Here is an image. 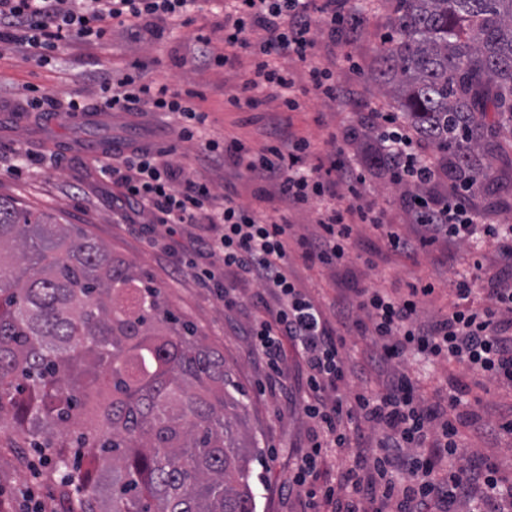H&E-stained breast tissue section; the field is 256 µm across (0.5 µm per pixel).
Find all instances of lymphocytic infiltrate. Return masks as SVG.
<instances>
[{
    "label": "lymphocytic infiltrate",
    "mask_w": 512,
    "mask_h": 512,
    "mask_svg": "<svg viewBox=\"0 0 512 512\" xmlns=\"http://www.w3.org/2000/svg\"><path fill=\"white\" fill-rule=\"evenodd\" d=\"M224 17L225 46L251 52V69L239 92L228 103L252 108L259 98L281 100L291 111L300 98L313 93L328 99H350L351 89L334 79L332 68L315 64L308 84L297 87L293 74L279 66L282 56L307 60L320 26L352 31L348 0H234ZM194 0H0V40L32 48L42 63H50L59 47L71 40L87 43L104 39L107 21L136 27L146 19H174L188 15ZM261 28L257 43L248 35ZM105 110L136 112L151 106L180 120L178 139L203 141L211 160L244 169L257 181L269 183L274 196L287 206L317 205L320 233L310 239L298 235L286 215L246 206L232 186L223 196L194 178L179 164L159 160L147 149L115 145L112 153L122 167L102 164L99 174L115 179L126 201L149 210L153 217L143 230L152 241H163L170 254L203 249L214 264L194 267L193 274L210 288L225 308L239 298L224 275L233 272L257 288L259 315L245 334L253 355L269 372L281 373L284 343H291L307 368L308 391L301 406L314 428L310 451L294 467L292 482L303 488L310 502L322 501L334 512H361L359 502L371 496L396 501V512H430L433 502L441 512H512V482L491 464L467 465L461 440L459 410L468 405L465 392L449 390L443 408L426 404L416 381L395 371L382 392L366 390L346 395L350 371L343 328H355L368 340L370 365L401 363L420 358L432 363H456L473 376L512 386V225L487 222L470 202L475 185L446 191L437 158L422 155L418 138L396 113H367L364 124L373 134L364 153L350 162L335 154H318L315 144L291 135L256 151L242 141L204 139L208 115L193 92H173L143 82L141 76H116L104 69L90 74ZM388 181L407 188L413 234L386 230L384 210L364 201L368 184ZM199 224L202 235L182 241L179 229ZM385 229L388 250L415 255L428 247L448 244L479 245L496 242L500 272L485 277L480 257H473L466 273L449 283L454 302L447 316L424 321L419 316L423 297L434 293L430 281L409 284L406 292L359 287L350 303L338 302L342 329L332 327L322 305L301 288L288 267V253L297 250L302 262L330 270L352 257L359 226ZM366 422L376 433L377 453L372 474L362 477L357 467L342 475L341 486L310 484L317 463L339 448H358L354 430ZM348 492L339 499L338 488Z\"/></svg>",
    "instance_id": "lymphocytic-infiltrate-1"
}]
</instances>
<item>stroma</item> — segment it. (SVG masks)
<instances>
[{
	"instance_id": "35a3bbf8",
	"label": "stroma",
	"mask_w": 512,
	"mask_h": 512,
	"mask_svg": "<svg viewBox=\"0 0 512 512\" xmlns=\"http://www.w3.org/2000/svg\"><path fill=\"white\" fill-rule=\"evenodd\" d=\"M224 3L202 0L199 8L189 13L188 24L179 27L156 19L141 22L135 38L124 26L111 24L102 43L72 41L45 67L24 47L0 42V195L63 216L106 242L115 255L147 273L168 305L193 323L209 345L223 352L226 367L246 392L248 426L263 450V477L254 488L256 512H299L304 494L289 487L288 477L295 458L305 451L312 427L299 405L306 391L304 363L293 355L287 358L284 372L290 397L272 388L263 366L249 354L238 332L254 314L248 284L239 285L240 308L232 317H225L221 303L190 269L178 265L142 234L140 227L150 222V214L135 219L126 216L118 203L119 188L100 178L88 146L96 143L108 149L116 142H134L168 151L171 161L203 174L216 190L232 183L239 201L247 205H257L265 187L242 178L233 166L209 161L199 148L176 143L173 116L160 112L115 116L100 110L99 96L88 76L102 67L126 72L137 64L145 80L173 91L196 92L198 105L208 114L212 138H236L260 150L272 145L280 134L304 137L319 145L333 132L338 136L337 147L350 155L356 147L345 143L343 136L358 128L363 113L395 109L391 99L368 78L376 55L392 33L391 4L389 0H369L359 13L358 39L349 48L354 65L336 73L340 85L354 89V98L342 102L309 94L302 97L298 110L290 111L268 98L252 109L228 105V97L236 93L248 71L249 55L242 49H224ZM200 32L210 38L214 53H229L230 63L203 65L195 41ZM32 85L49 95L55 111H30L28 88ZM77 94L89 105V119L73 120L64 113L67 101ZM497 141L499 149L491 164L503 180L496 192L480 191L476 199L477 206L495 221L512 218V130H501ZM369 197L384 208L389 224L411 232L403 188L380 183ZM358 246L374 253V268L356 261L331 271L304 267L297 259L292 268L303 288L326 307L358 285L402 292L410 283L424 279L434 282L436 290L422 305L423 317L436 320L447 314L448 282L455 271L466 267V248L437 246L410 259L390 252L383 232L368 226L361 228ZM407 369L418 373L419 391L430 403L441 401L455 379L468 376L463 367L443 364L426 368L413 361ZM472 392L482 402L475 408L476 423L463 429L465 441L480 457L495 462L503 475L512 477V436L497 428L499 422L512 418V391L485 381ZM0 472L7 477L0 484V501L8 503L11 512H30L36 502L49 504L52 512H64L66 504L58 495L56 482L16 469L6 448H0Z\"/></svg>"
}]
</instances>
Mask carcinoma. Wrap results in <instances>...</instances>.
Masks as SVG:
<instances>
[{
  "label": "carcinoma",
  "mask_w": 512,
  "mask_h": 512,
  "mask_svg": "<svg viewBox=\"0 0 512 512\" xmlns=\"http://www.w3.org/2000/svg\"><path fill=\"white\" fill-rule=\"evenodd\" d=\"M370 78L448 186L512 125V0H395ZM245 392L136 266L0 197V447L35 449L67 512H256Z\"/></svg>",
  "instance_id": "obj_1"
}]
</instances>
